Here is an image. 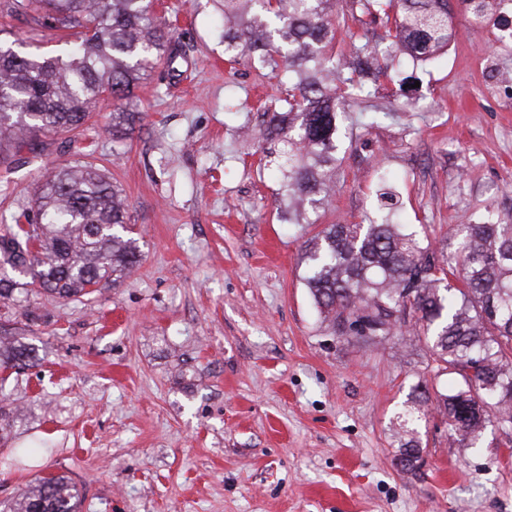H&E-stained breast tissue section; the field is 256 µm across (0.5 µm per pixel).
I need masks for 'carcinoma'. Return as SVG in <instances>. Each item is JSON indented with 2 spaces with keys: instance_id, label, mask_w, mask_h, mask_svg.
Returning <instances> with one entry per match:
<instances>
[{
  "instance_id": "obj_1",
  "label": "carcinoma",
  "mask_w": 512,
  "mask_h": 512,
  "mask_svg": "<svg viewBox=\"0 0 512 512\" xmlns=\"http://www.w3.org/2000/svg\"><path fill=\"white\" fill-rule=\"evenodd\" d=\"M370 19L395 14V35L381 48L351 43L349 59L329 48L341 34L336 0H224V58L250 56L288 77V97L267 121L262 141L284 177L288 223L312 224L329 201L338 161V90L366 97L361 75L388 74L402 52L419 60L448 44L449 0H349ZM504 0H469L471 18L497 19ZM10 13L29 15L50 31L76 32L54 56L0 43V146L35 150L39 137L74 132L111 96L112 136L134 129L132 92L151 78L154 62L173 58L172 35L150 0H12ZM379 224H330L303 246L304 285L333 335L375 346L397 325L423 331L431 357L455 376L451 392L413 389L406 420L434 402L450 435L475 444L490 426L512 443V223L491 212L461 227L448 255L392 223L393 197L380 196ZM127 206L119 188L89 163L65 166L39 187L35 204L0 234V299L43 290L62 299L93 295L118 283L140 260L126 236ZM0 323V367H22L31 351L6 338ZM419 442L401 441L397 464L418 469ZM77 484L67 475L41 477L6 512H80Z\"/></svg>"
}]
</instances>
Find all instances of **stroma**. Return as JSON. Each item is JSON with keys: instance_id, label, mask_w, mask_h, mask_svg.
<instances>
[{"instance_id": "obj_1", "label": "stroma", "mask_w": 512, "mask_h": 512, "mask_svg": "<svg viewBox=\"0 0 512 512\" xmlns=\"http://www.w3.org/2000/svg\"><path fill=\"white\" fill-rule=\"evenodd\" d=\"M180 57L135 91L133 132L113 138L99 103L81 139L0 151V225L69 161L121 189L141 262L117 286L63 301L0 306L34 350L1 369L15 423L0 442V504L37 476L67 474L82 512H512V446L486 431L448 437L427 409L413 422L423 465L396 464L413 386L447 390L416 331L369 348L333 336L302 281V246L327 224H364L378 194L397 222L452 252L458 226L494 210L512 221V36L452 13L448 46L370 97L344 98L346 136L329 206L312 224L279 211L283 181L264 162L263 109L287 94L270 69L224 60V0H155ZM26 51L54 52L27 17ZM232 101L234 111L224 109ZM37 447L12 464L15 449Z\"/></svg>"}]
</instances>
